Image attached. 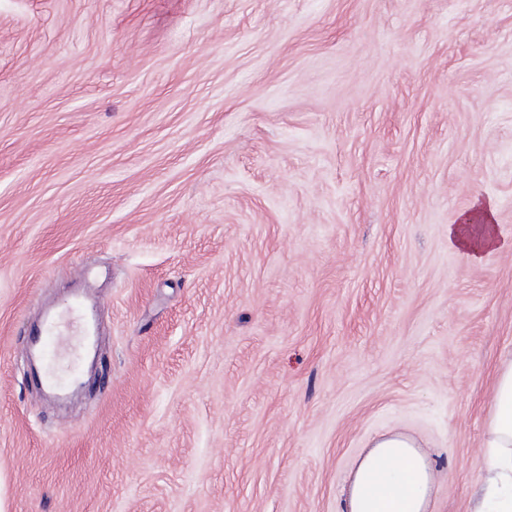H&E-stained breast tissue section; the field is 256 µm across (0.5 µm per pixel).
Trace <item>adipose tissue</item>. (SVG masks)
<instances>
[{"label": "adipose tissue", "instance_id": "1", "mask_svg": "<svg viewBox=\"0 0 512 512\" xmlns=\"http://www.w3.org/2000/svg\"><path fill=\"white\" fill-rule=\"evenodd\" d=\"M494 207L480 205L472 223L448 231L454 245L477 259L496 248ZM488 477L472 512H512V359L496 371L488 422ZM438 487L431 455L400 433L376 439L359 459L341 493L339 512H428Z\"/></svg>", "mask_w": 512, "mask_h": 512}]
</instances>
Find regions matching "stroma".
<instances>
[{"mask_svg": "<svg viewBox=\"0 0 512 512\" xmlns=\"http://www.w3.org/2000/svg\"><path fill=\"white\" fill-rule=\"evenodd\" d=\"M511 355L512 0H0V512H339L392 431L471 512ZM494 207L491 202L480 204L467 224H457L448 231L454 245L469 257L479 259L485 251L497 247L496 230L493 223ZM478 222L481 224H468ZM99 303L87 304L79 296L59 300L44 316L29 324L25 337V354L34 366L53 355L62 342L57 332L60 317L76 311L80 317L84 351L89 350L91 336H97L96 315Z\"/></svg>", "mask_w": 512, "mask_h": 512, "instance_id": "stroma-1", "label": "stroma"}]
</instances>
